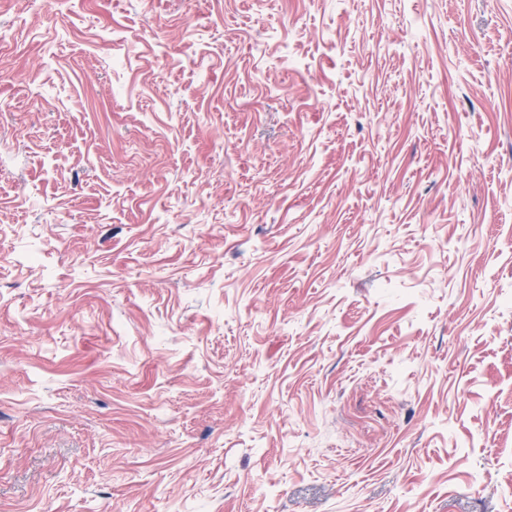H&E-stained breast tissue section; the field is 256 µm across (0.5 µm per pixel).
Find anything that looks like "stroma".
Masks as SVG:
<instances>
[{
  "mask_svg": "<svg viewBox=\"0 0 512 512\" xmlns=\"http://www.w3.org/2000/svg\"><path fill=\"white\" fill-rule=\"evenodd\" d=\"M0 512H512V0H0Z\"/></svg>",
  "mask_w": 512,
  "mask_h": 512,
  "instance_id": "stroma-1",
  "label": "stroma"
}]
</instances>
